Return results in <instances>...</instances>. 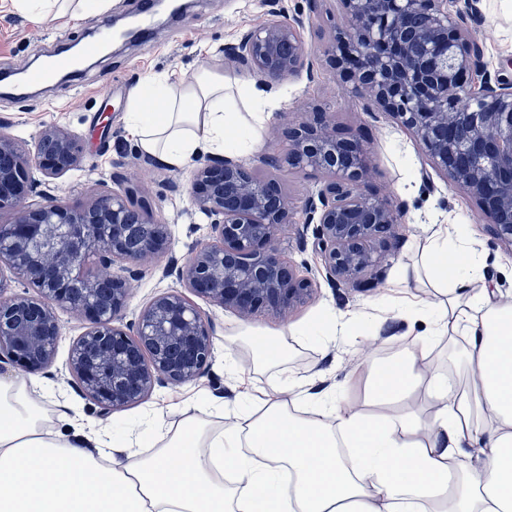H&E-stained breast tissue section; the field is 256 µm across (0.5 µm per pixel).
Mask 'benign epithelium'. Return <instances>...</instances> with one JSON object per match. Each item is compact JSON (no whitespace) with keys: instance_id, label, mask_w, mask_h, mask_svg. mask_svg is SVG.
I'll use <instances>...</instances> for the list:
<instances>
[{"instance_id":"7a95c632","label":"benign epithelium","mask_w":512,"mask_h":512,"mask_svg":"<svg viewBox=\"0 0 512 512\" xmlns=\"http://www.w3.org/2000/svg\"><path fill=\"white\" fill-rule=\"evenodd\" d=\"M346 19L321 51L349 68L367 112H384L420 146L424 168L443 175L472 199L492 233L512 245V79L491 76L482 49L461 26L453 0H338ZM305 20L266 19L224 47V67L271 86L304 71L314 56ZM276 133L288 143L289 168L326 177L302 207L259 179L252 167L222 156L199 164L192 205L210 219L206 242L177 270L180 288L153 297L131 325L123 323L131 281L170 247L166 225L149 199L129 188L101 194L86 206L51 200L30 208L32 170L54 179L74 170L81 154L74 135L50 125L32 155L0 132V265L23 284L0 286V362L28 372L49 368L61 338L57 308L87 326L72 343L66 369L78 392L109 417L145 402L157 387L203 376L215 359L214 332L187 293L247 320L283 315L311 292L308 278L276 246L284 224L313 227L327 280L337 286L377 279L397 239L403 210L368 190L369 148L336 136L323 114L289 121ZM118 272L91 274L93 257Z\"/></svg>"}]
</instances>
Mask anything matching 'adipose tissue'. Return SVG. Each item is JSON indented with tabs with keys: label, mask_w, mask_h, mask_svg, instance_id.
I'll list each match as a JSON object with an SVG mask.
<instances>
[{
	"label": "adipose tissue",
	"mask_w": 512,
	"mask_h": 512,
	"mask_svg": "<svg viewBox=\"0 0 512 512\" xmlns=\"http://www.w3.org/2000/svg\"><path fill=\"white\" fill-rule=\"evenodd\" d=\"M12 5L42 22L102 13L109 0ZM239 94L232 101L223 72L207 66L190 83L162 74L131 96L127 125L142 154L173 168L202 149H252L266 94L253 84ZM429 231L423 272L454 295L420 313L430 337L470 334L460 380L429 371L430 337L419 336L405 353L365 360L359 408L312 398L292 377L228 427L185 416L147 454L144 432L62 438L28 382L0 379V512H512V299L476 292L481 255L444 225Z\"/></svg>",
	"instance_id": "obj_1"
}]
</instances>
